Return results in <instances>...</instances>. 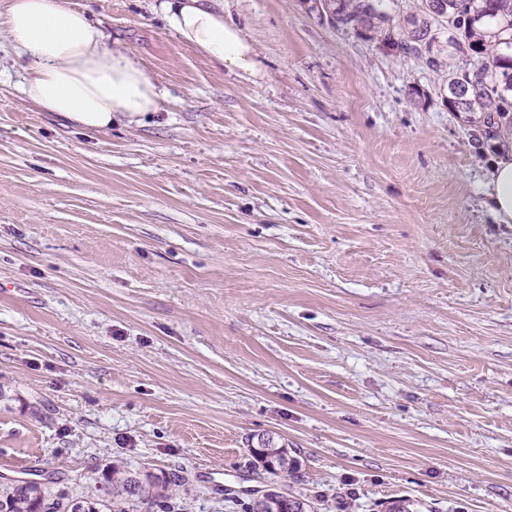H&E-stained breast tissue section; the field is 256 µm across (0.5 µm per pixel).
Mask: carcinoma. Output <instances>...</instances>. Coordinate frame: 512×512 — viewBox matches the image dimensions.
Wrapping results in <instances>:
<instances>
[{
	"label": "carcinoma",
	"mask_w": 512,
	"mask_h": 512,
	"mask_svg": "<svg viewBox=\"0 0 512 512\" xmlns=\"http://www.w3.org/2000/svg\"><path fill=\"white\" fill-rule=\"evenodd\" d=\"M333 4L336 22L344 27L360 28L368 37L390 50L415 59L431 57L443 29L450 33L449 43L455 62L448 66V108L452 112H479L487 124L486 134L512 132V38L506 42L490 31L491 26L512 30V0H444L447 15L442 19L426 10L428 0H417L392 15L381 8L383 0H327ZM255 463L271 474L291 475L297 463L288 449L267 444L249 449ZM59 479L47 481L14 480L0 483V512H129L138 503L148 501L160 512H175L173 487L187 480H173L163 474L135 472L117 461L88 492L73 494L52 490ZM265 497L275 503L308 507L311 502L270 490Z\"/></svg>",
	"instance_id": "obj_1"
}]
</instances>
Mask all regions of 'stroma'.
I'll return each mask as SVG.
<instances>
[{"label":"stroma","mask_w":512,"mask_h":512,"mask_svg":"<svg viewBox=\"0 0 512 512\" xmlns=\"http://www.w3.org/2000/svg\"><path fill=\"white\" fill-rule=\"evenodd\" d=\"M168 93L112 128L21 91L0 34V482L115 460L177 473L183 512L275 486L318 512H512V225L503 147L447 73L320 0H223L253 82L158 0H68ZM288 448L295 475L251 449ZM485 189V206L494 223L512 224V153L491 164Z\"/></svg>","instance_id":"1"}]
</instances>
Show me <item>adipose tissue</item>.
<instances>
[{
  "label": "adipose tissue",
  "mask_w": 512,
  "mask_h": 512,
  "mask_svg": "<svg viewBox=\"0 0 512 512\" xmlns=\"http://www.w3.org/2000/svg\"><path fill=\"white\" fill-rule=\"evenodd\" d=\"M170 32L214 64L261 79L256 47L218 0H161ZM6 34L24 59L23 92L41 111L87 130L110 128L117 119L161 111L166 101L147 70L107 45L99 24L66 0H9L0 13ZM485 206L494 223L512 224V154L498 157L485 180Z\"/></svg>",
  "instance_id": "adipose-tissue-1"
}]
</instances>
